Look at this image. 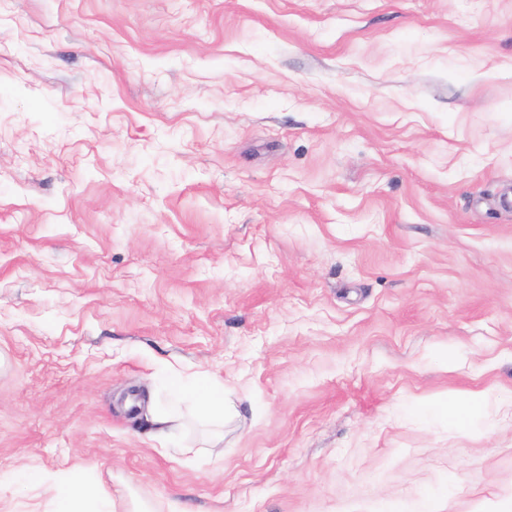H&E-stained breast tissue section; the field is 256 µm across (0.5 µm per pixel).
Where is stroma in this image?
<instances>
[{"label":"stroma","mask_w":512,"mask_h":512,"mask_svg":"<svg viewBox=\"0 0 512 512\" xmlns=\"http://www.w3.org/2000/svg\"><path fill=\"white\" fill-rule=\"evenodd\" d=\"M507 194L512 0H0V512H512ZM198 413L224 415L223 391L199 387L192 395ZM171 403L166 408H160L153 412V422L156 426L155 437L164 446L155 448L159 453L172 456L176 453H184L188 448L177 444L178 437L183 432L185 414L180 407V395L176 390L172 391ZM108 498V493L103 487L100 488L98 496L93 498H71L55 495L52 499L56 501V509L52 512H112L102 509Z\"/></svg>","instance_id":"stroma-1"}]
</instances>
